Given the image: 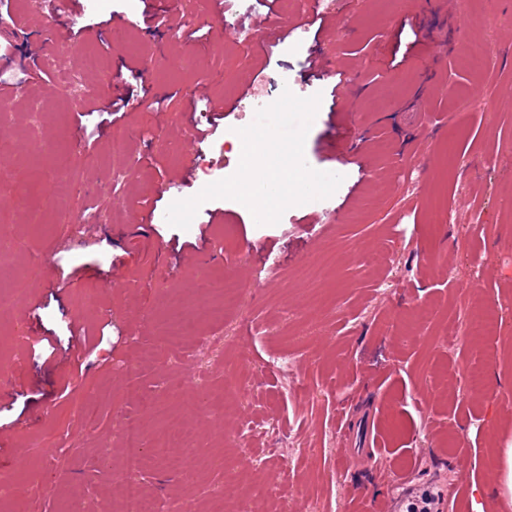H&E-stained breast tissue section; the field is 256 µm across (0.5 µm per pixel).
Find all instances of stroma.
Masks as SVG:
<instances>
[{
    "label": "stroma",
    "mask_w": 512,
    "mask_h": 512,
    "mask_svg": "<svg viewBox=\"0 0 512 512\" xmlns=\"http://www.w3.org/2000/svg\"><path fill=\"white\" fill-rule=\"evenodd\" d=\"M80 2V18L47 22L62 36L41 52L44 80L27 65L33 0L9 4L0 512H25L33 485L53 512H113L128 416L145 428L140 483L191 512H355L359 488L387 512H448L458 484L468 512L511 505L512 0H443L432 15L420 0H333L309 24L300 0H279L270 22L288 36L250 42L218 32L249 0H190L183 32L159 24L163 0H138L133 15L124 0ZM473 44L488 51L478 72L459 55ZM89 52L101 69L88 78ZM315 53L342 92L308 74ZM284 75L293 94L321 97L304 157L343 175L339 188L274 225L220 198L171 227L173 201L236 171L224 133L256 115L243 88L272 102ZM89 86L130 95L126 116L111 120ZM197 128L209 132L199 144ZM118 131L131 142L121 167L107 154ZM69 183L78 236L57 222ZM228 280L241 285L230 298ZM83 290L95 306L73 305ZM211 304L221 315L193 334L164 320ZM480 310L496 329L476 339ZM85 398L111 426L75 411ZM174 419L186 442L172 441Z\"/></svg>",
    "instance_id": "1"
}]
</instances>
